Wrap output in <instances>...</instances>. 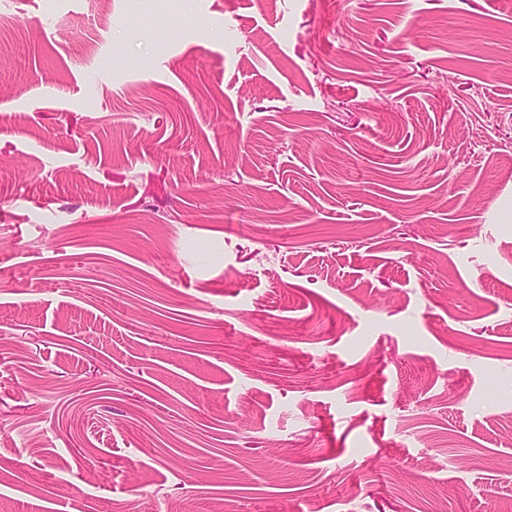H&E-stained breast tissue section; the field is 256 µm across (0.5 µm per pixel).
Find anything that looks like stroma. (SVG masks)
<instances>
[{"mask_svg":"<svg viewBox=\"0 0 512 512\" xmlns=\"http://www.w3.org/2000/svg\"><path fill=\"white\" fill-rule=\"evenodd\" d=\"M512 505V0H0V512Z\"/></svg>","mask_w":512,"mask_h":512,"instance_id":"35a3bbf8","label":"stroma"}]
</instances>
